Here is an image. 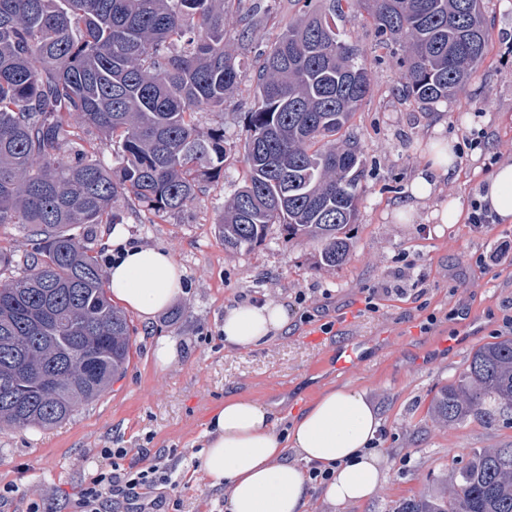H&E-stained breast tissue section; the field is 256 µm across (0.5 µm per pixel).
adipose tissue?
I'll return each instance as SVG.
<instances>
[{
	"label": "adipose tissue",
	"mask_w": 512,
	"mask_h": 512,
	"mask_svg": "<svg viewBox=\"0 0 512 512\" xmlns=\"http://www.w3.org/2000/svg\"><path fill=\"white\" fill-rule=\"evenodd\" d=\"M456 156L447 141L430 144L428 166L413 178L397 221H412L419 201L454 172ZM502 222H512V164L498 165L479 195ZM111 242L121 256L108 278L113 297L142 320L170 306L182 291V272L165 251L129 247L125 230L115 227ZM290 320L280 303L224 310L225 346L250 350L282 333ZM199 466L212 487L224 492L226 512H308L310 470L327 473L325 500L352 505L371 496L384 482V449L375 445L381 418L364 390L342 385L322 390L280 427L270 407L246 396L225 399L209 417Z\"/></svg>",
	"instance_id": "obj_1"
}]
</instances>
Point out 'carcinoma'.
<instances>
[{"mask_svg":"<svg viewBox=\"0 0 512 512\" xmlns=\"http://www.w3.org/2000/svg\"><path fill=\"white\" fill-rule=\"evenodd\" d=\"M291 2L295 16L257 54L245 175L215 232L224 249L249 251L277 224L336 267L350 254L366 171L340 134L371 90L336 13L361 10L384 45L404 47L402 92L423 104L463 91L489 31L482 0ZM262 20L257 0H0V224L34 243L25 273L0 281V427L61 423L125 372L134 330L85 240L123 223V205L179 214L219 177L224 106L243 68L226 25L243 50ZM199 112L214 124L199 127ZM492 408L512 412V336L476 349L428 413L454 423ZM399 512H512V448L474 454Z\"/></svg>","mask_w":512,"mask_h":512,"instance_id":"cac0c4a2","label":"carcinoma"}]
</instances>
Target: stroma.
Wrapping results in <instances>:
<instances>
[{
    "instance_id": "stroma-1",
    "label": "stroma",
    "mask_w": 512,
    "mask_h": 512,
    "mask_svg": "<svg viewBox=\"0 0 512 512\" xmlns=\"http://www.w3.org/2000/svg\"><path fill=\"white\" fill-rule=\"evenodd\" d=\"M483 2L487 56L461 93L432 105L402 97L399 57L379 48L364 15L337 17L365 55L371 92L346 131L367 164L349 231L353 247L336 268L319 265L315 243L287 240L276 225L262 245L239 253L225 251L214 232L225 194L243 175L237 148L253 83L251 68H244L224 111L230 150L223 178L179 215L125 218L130 244L170 253L183 272V294L151 320L130 314V363L97 400L51 429L0 428V487L13 489L0 512H27L35 500L49 512H72L102 448L127 449L143 467H166L183 512H224V495L211 488L197 455L208 417L241 395L292 416L325 388L352 384L377 406L385 483L357 505L314 499L311 512H398L406 500L432 493L434 478L447 477L475 452L512 446V419L446 425L428 414L436 391L459 378L475 349L512 336V255L491 270L481 263L500 244H512V223L477 231L465 220L444 226L431 218L451 199L470 211L481 181L512 161V6ZM474 129L485 136L471 148L465 139ZM436 134L454 141L457 173L434 187L412 223H396L392 214L426 165ZM369 294L372 312L365 309ZM263 301L288 307L287 329L249 351L225 348V307ZM162 340L176 348L163 371L154 362ZM340 343L362 352L359 363L341 371L331 357Z\"/></svg>"
}]
</instances>
